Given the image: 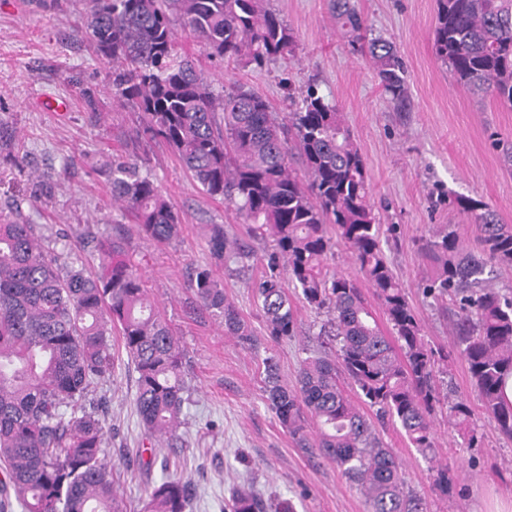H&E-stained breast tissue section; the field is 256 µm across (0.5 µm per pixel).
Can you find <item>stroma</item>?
<instances>
[{"instance_id":"stroma-1","label":"stroma","mask_w":512,"mask_h":512,"mask_svg":"<svg viewBox=\"0 0 512 512\" xmlns=\"http://www.w3.org/2000/svg\"><path fill=\"white\" fill-rule=\"evenodd\" d=\"M353 4L371 36L393 41L399 51L408 87L404 106L384 94L366 49L341 29L330 0H265L292 29L295 49L262 69L225 63L187 38L180 46L214 91L234 81L248 84L279 115L292 109L289 91L312 81L336 103L365 159L384 252L429 342L449 353L438 385L467 398L482 439L463 447L446 414H437V460L459 479L455 492L440 499L430 491L428 461L401 427H380V435L401 459L408 484L428 497L431 512H488L491 497L512 500V440L485 417L456 350V306L423 290L433 267L418 240L437 225L455 224L465 245L476 248V225L439 203L443 193L483 200L512 225V166L494 145L512 139V109L453 83L433 49L437 0ZM86 8V0H0V212L19 203L24 219L51 227L53 240L79 254L91 274L101 258L80 243L76 225H90L101 237L122 236L140 262L150 300L184 349L190 401L177 447L146 438L134 405L137 374L121 345L113 347L112 375L89 397L101 410L106 462L122 512H141L146 489L170 478L196 487L186 512H224L232 487L244 483L264 502L292 504L293 512H367L363 496L335 464L295 446L263 393L266 351L275 353L282 381L295 385L302 361L321 345L323 315L292 295L300 336L279 343L266 339L247 281L226 275L203 232L204 225L221 224L239 235L242 224L224 200L203 194L164 146L136 138V113L113 104L104 90L106 67L71 38ZM48 95L66 98L69 110H44L41 101ZM116 157L150 173L179 212L176 242L155 245L113 205L99 169ZM200 267L223 285L259 336L258 349L242 348L225 335L219 319L195 310L190 279Z\"/></svg>"}]
</instances>
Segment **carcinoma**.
<instances>
[{
    "mask_svg": "<svg viewBox=\"0 0 512 512\" xmlns=\"http://www.w3.org/2000/svg\"><path fill=\"white\" fill-rule=\"evenodd\" d=\"M332 9L352 41L367 40L383 92L403 103L405 66L393 43L366 39L349 0H332ZM74 35L112 70L108 92L138 114V134L164 144L205 195L224 199L242 219L245 236L211 224L208 245L231 275L246 276L254 262L267 261L268 272L249 288L268 338L298 335L290 287L326 314L320 335L329 337L328 350L303 361L296 385L281 381L273 354L262 358L263 392L296 447L334 462L367 512H429L376 423L400 425L431 463L436 409L448 407V426L467 447L478 438L468 403L436 387L448 356L426 340L383 253L366 164L348 125L313 84L288 94L298 103L283 119L242 83L217 94L178 48L185 36L211 56L261 67L292 51L291 28L262 0H88ZM433 47L456 85L512 108V0H438ZM101 173L112 200L148 240L166 245L179 236L178 213L136 164L114 159ZM448 205L478 224L479 250L467 249L450 228L420 238L436 267L424 289L458 302L459 355L484 413L512 439L505 394L512 378V289L504 293L493 284L495 267L512 266V225L482 200L450 195ZM79 235L97 243L104 257L97 274L85 273L71 250L43 247L40 225L20 212L0 216V493L14 492L22 512H119L107 434L86 405L114 367L113 334L135 366V409L151 435L176 440L188 400L184 350L151 303L138 262L116 238H99L89 227ZM340 242L392 335L378 324L357 279L329 268ZM191 288L198 310L223 321L241 346H257L209 269L195 270ZM431 471L432 492L448 497V466ZM192 496L189 482L164 481L146 490L143 512H186ZM227 512H266V506L240 490Z\"/></svg>",
    "mask_w": 512,
    "mask_h": 512,
    "instance_id": "obj_1",
    "label": "carcinoma"
}]
</instances>
